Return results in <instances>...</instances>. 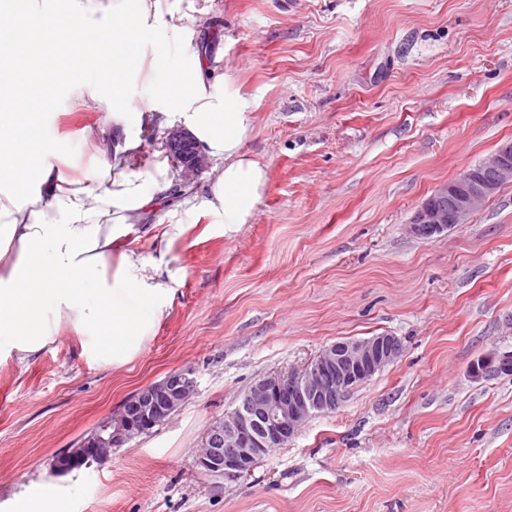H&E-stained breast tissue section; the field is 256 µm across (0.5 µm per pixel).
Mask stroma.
Returning <instances> with one entry per match:
<instances>
[{
    "instance_id": "stroma-1",
    "label": "stroma",
    "mask_w": 512,
    "mask_h": 512,
    "mask_svg": "<svg viewBox=\"0 0 512 512\" xmlns=\"http://www.w3.org/2000/svg\"><path fill=\"white\" fill-rule=\"evenodd\" d=\"M189 27L251 102L268 170L252 223L127 228L165 293L138 352L108 364L61 324L27 364L0 356V512L59 487L42 512H512V181L459 225L411 236L416 208L512 141V0H209ZM67 81L43 106L46 163L84 179V131L111 130ZM64 152H56V145ZM403 351L339 409L308 419L224 487L202 475L205 431L260 378L339 340ZM193 369L196 394L108 461L53 456L141 388Z\"/></svg>"
}]
</instances>
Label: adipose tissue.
Masks as SVG:
<instances>
[{
    "mask_svg": "<svg viewBox=\"0 0 512 512\" xmlns=\"http://www.w3.org/2000/svg\"><path fill=\"white\" fill-rule=\"evenodd\" d=\"M111 18L102 29L92 17ZM186 14L163 0H79L44 15L37 0H11L0 11V350L19 362L53 340L57 319L92 333L102 361L129 356L143 341L165 288L135 276L143 259L117 252L123 227L170 190L176 169L155 152L136 172V141L125 140L91 178L74 179L42 162L43 114L37 96L78 72L97 108L125 129L183 125L221 162L208 198L183 199L181 213L219 214L251 223L268 186L267 167L245 144L250 104L226 75L188 46ZM165 21L170 40L143 53L140 40ZM141 81L133 102L122 89Z\"/></svg>",
    "mask_w": 512,
    "mask_h": 512,
    "instance_id": "ef3b65f1",
    "label": "adipose tissue"
}]
</instances>
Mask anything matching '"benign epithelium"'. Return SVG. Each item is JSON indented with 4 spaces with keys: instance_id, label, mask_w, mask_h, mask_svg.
<instances>
[{
    "instance_id": "benign-epithelium-1",
    "label": "benign epithelium",
    "mask_w": 512,
    "mask_h": 512,
    "mask_svg": "<svg viewBox=\"0 0 512 512\" xmlns=\"http://www.w3.org/2000/svg\"><path fill=\"white\" fill-rule=\"evenodd\" d=\"M512 180V142H506L476 169L440 185L414 212L408 232L417 238L435 236L466 221L481 201ZM402 352L392 334L366 341H338L304 366L270 373L255 382L224 419L206 431L196 459L205 476L236 483L248 476L256 458L292 439L315 414L336 411L346 395L369 381ZM197 389L192 369L169 373L150 384L119 409L101 419L73 448L53 456L51 467L60 474L103 463L144 430L175 413Z\"/></svg>"
}]
</instances>
